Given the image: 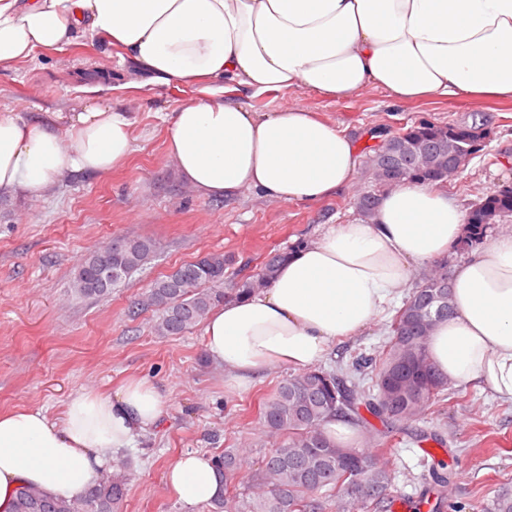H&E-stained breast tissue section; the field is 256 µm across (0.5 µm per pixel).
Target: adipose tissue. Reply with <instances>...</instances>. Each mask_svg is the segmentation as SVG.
I'll return each mask as SVG.
<instances>
[{"mask_svg": "<svg viewBox=\"0 0 512 512\" xmlns=\"http://www.w3.org/2000/svg\"><path fill=\"white\" fill-rule=\"evenodd\" d=\"M78 30L122 48L150 81L193 85L167 120L165 152L207 197L247 189L315 202L352 186L361 163L355 138L334 123L299 106L261 114L225 101L229 84L336 102L370 87L398 105L512 100V0H0V68L63 49ZM133 126L130 112L101 102L63 116L0 113V195L32 197L71 174L110 173L133 152ZM465 231L466 213L442 185L401 182L372 220L330 225L266 287L215 307L205 352L239 391L273 367L307 371L373 326ZM451 306L432 327L431 362L449 380L512 401V233L456 266ZM164 405L161 390L138 378L112 396L80 389L57 419L38 408L0 413V512L22 486L81 497L156 426ZM165 479L184 512L219 491L211 458L195 452L177 457Z\"/></svg>", "mask_w": 512, "mask_h": 512, "instance_id": "ef3b65f1", "label": "adipose tissue"}]
</instances>
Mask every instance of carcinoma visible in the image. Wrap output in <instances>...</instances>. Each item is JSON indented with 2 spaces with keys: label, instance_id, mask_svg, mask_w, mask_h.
Returning a JSON list of instances; mask_svg holds the SVG:
<instances>
[{
  "label": "carcinoma",
  "instance_id": "1",
  "mask_svg": "<svg viewBox=\"0 0 512 512\" xmlns=\"http://www.w3.org/2000/svg\"><path fill=\"white\" fill-rule=\"evenodd\" d=\"M486 132L476 126L422 121L396 135L391 146L370 148L368 168L374 182L397 170L402 177L423 183L438 182L448 171V160L459 165L481 151ZM358 211L371 217L376 206L373 192L356 194ZM512 216V188L487 193L467 215L470 245L481 241L493 224ZM156 252L147 239L125 237L116 246L98 248L75 267L70 288L78 299H101L112 288L129 280L146 266ZM287 257L271 256L259 273L224 290L227 259L210 253L201 261L185 263L154 280L133 302V308L159 312L154 330L159 336H177L204 321L215 306L265 287ZM124 269L123 277L106 284L105 269ZM447 266L439 264L422 276L396 312L386 351L374 361L376 394L366 408L391 424L409 421L440 399L448 384L427 353V338L434 324L451 313ZM365 366L355 363L338 372L314 368L282 380L260 406L264 429L283 440L271 449L252 485L240 491L236 480L242 470L244 449L226 448L215 459L219 492L205 505L206 512H372L387 499L391 471L384 455H368L357 448H343L323 431L332 415L354 410L353 390L364 379ZM126 475L110 474L91 482L86 494L65 500L44 489L22 487L10 512H121Z\"/></svg>",
  "mask_w": 512,
  "mask_h": 512
}]
</instances>
